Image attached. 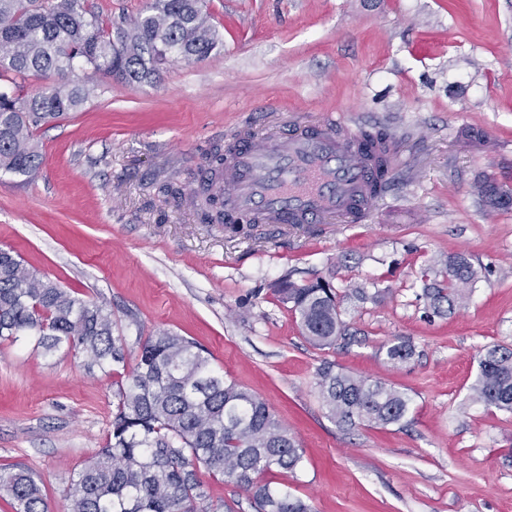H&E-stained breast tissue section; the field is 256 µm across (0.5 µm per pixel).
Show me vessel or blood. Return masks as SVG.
I'll return each instance as SVG.
<instances>
[{
    "label": "vessel or blood",
    "instance_id": "b4317fda",
    "mask_svg": "<svg viewBox=\"0 0 512 512\" xmlns=\"http://www.w3.org/2000/svg\"><path fill=\"white\" fill-rule=\"evenodd\" d=\"M372 164L340 113L289 137L255 132L224 160V207L265 224L344 222L375 203L367 193Z\"/></svg>",
    "mask_w": 512,
    "mask_h": 512
}]
</instances>
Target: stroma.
Returning a JSON list of instances; mask_svg holds the SVG:
<instances>
[{"label":"stroma","instance_id":"1","mask_svg":"<svg viewBox=\"0 0 512 512\" xmlns=\"http://www.w3.org/2000/svg\"><path fill=\"white\" fill-rule=\"evenodd\" d=\"M204 6L223 50L154 84L93 75L80 112L37 128L39 170L0 173V248L105 304L130 354L160 329L210 352L295 436L302 469L270 479L314 512H512V414L470 391L480 350L512 346V209L473 193L484 176L512 186V0ZM331 110L394 137L391 183L365 221L235 235L158 191L186 186L243 128L290 135ZM472 128L486 145L468 142ZM448 253L483 276L439 317L420 273ZM286 276L333 284L348 342L305 340L275 292ZM401 340L415 355L395 367L385 348ZM327 361L405 390L407 425L338 428L317 389ZM116 389L82 356L0 343V469H28L66 512L70 476L109 437Z\"/></svg>","mask_w":512,"mask_h":512}]
</instances>
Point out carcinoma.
I'll use <instances>...</instances> for the list:
<instances>
[{"label":"carcinoma","instance_id":"carcinoma-1","mask_svg":"<svg viewBox=\"0 0 512 512\" xmlns=\"http://www.w3.org/2000/svg\"><path fill=\"white\" fill-rule=\"evenodd\" d=\"M223 40L200 0H152L126 27L112 30L82 0H0V171L33 174L42 160L34 129L80 111L95 85L74 78L91 68L128 83L153 84L164 67L201 61ZM52 73L55 83L30 93L25 80ZM224 148H213L189 192L163 184L159 192L179 203L190 199L202 224L224 223ZM473 192L491 210H506L512 189L486 177ZM421 298L438 315H450L468 299L479 271L463 253L441 256L423 274ZM277 294L291 309L310 344L329 349L347 336L341 298L322 279L298 284L283 279ZM36 340L48 355L73 349L88 369L117 373L127 365L125 338L113 335L103 305L73 296L56 281L0 250V341ZM396 366L415 355L399 341L386 347ZM118 398L106 445L69 479L68 512H220L198 469L220 475L246 493L254 512H312L302 498L272 485L274 471L295 474L303 452L274 411L251 391L224 380L211 355L177 333L161 330L139 339L135 364L116 382ZM317 387L329 417L351 430L359 425L401 424L411 398L383 381L325 363ZM472 397L512 413V348L486 346ZM0 497L16 512H49L42 489L25 469L0 470Z\"/></svg>","mask_w":512,"mask_h":512}]
</instances>
